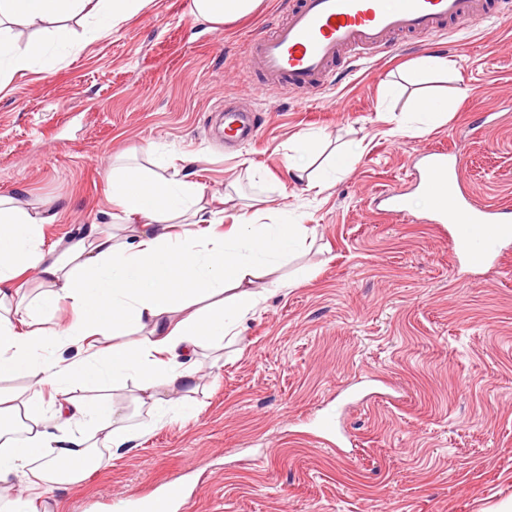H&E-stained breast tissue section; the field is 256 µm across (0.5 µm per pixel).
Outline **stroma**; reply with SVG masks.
<instances>
[{
	"instance_id": "obj_1",
	"label": "stroma",
	"mask_w": 512,
	"mask_h": 512,
	"mask_svg": "<svg viewBox=\"0 0 512 512\" xmlns=\"http://www.w3.org/2000/svg\"><path fill=\"white\" fill-rule=\"evenodd\" d=\"M191 0H147L135 15L0 91V195L45 206L47 243L112 223L107 178L118 156L206 188L208 209L233 224L250 199L287 210L309 239L282 279L306 272L247 316L233 340L200 351L198 413L159 418L111 386L119 413L142 435L77 484L33 499L35 512H147L179 488L174 512H496L512 502V239L474 268L451 225L432 221L416 157L462 150V178L482 202L512 206V9L440 38L411 35L392 56L361 60L348 76L300 97L256 91L242 43L284 17L263 0L249 17L213 27ZM439 53L447 72L416 62ZM438 87L448 119L421 132L400 120L429 111ZM259 111L257 138L225 152L224 99ZM317 173L333 152L346 174L309 189L286 168L308 132ZM242 198L223 203L226 192ZM405 192L406 214L380 211L383 191ZM334 418L351 441L339 455L319 431Z\"/></svg>"
}]
</instances>
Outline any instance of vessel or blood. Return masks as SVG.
Here are the masks:
<instances>
[{
	"label": "vessel or blood",
	"mask_w": 512,
	"mask_h": 512,
	"mask_svg": "<svg viewBox=\"0 0 512 512\" xmlns=\"http://www.w3.org/2000/svg\"><path fill=\"white\" fill-rule=\"evenodd\" d=\"M485 0H288L286 18L250 35L243 54L260 88L306 95L334 83L338 64L353 65L368 51L387 53L397 38L438 36L454 24L482 20ZM259 125L245 110L225 108L224 134L236 142ZM464 158L436 148L422 154L419 187L433 198L437 223L453 225L467 261L484 265L512 237V209L481 203L461 184Z\"/></svg>",
	"instance_id": "b4317fda"
}]
</instances>
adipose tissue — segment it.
Segmentation results:
<instances>
[{"label":"adipose tissue","instance_id":"obj_1","mask_svg":"<svg viewBox=\"0 0 512 512\" xmlns=\"http://www.w3.org/2000/svg\"><path fill=\"white\" fill-rule=\"evenodd\" d=\"M261 0H191V12L219 26L257 9ZM145 0H0V86L40 63L52 45L70 42L66 22L79 18L94 39L140 11ZM51 23L49 38L17 47L12 28ZM116 219L129 236L90 225L53 245L44 227L53 214L15 196H0V377L29 378L24 404L0 392V421H18L21 408L48 404L49 414L30 417L17 440L0 439V482L15 479L23 495L8 512H29L27 490L76 482L106 465L90 456L92 433L113 454L131 448L137 435L118 418L110 400H89L84 390L133 382L141 402L174 418L196 416L195 405L171 403L170 391H193L198 351L232 339L242 319L281 283L271 277L287 263L303 227L286 212L268 209L241 217L226 230L205 217L204 188L136 166L109 173ZM35 273L42 293L9 307L22 278ZM270 277L269 289L257 288ZM71 316L53 332L41 329L62 307Z\"/></svg>","mask_w":512,"mask_h":512}]
</instances>
